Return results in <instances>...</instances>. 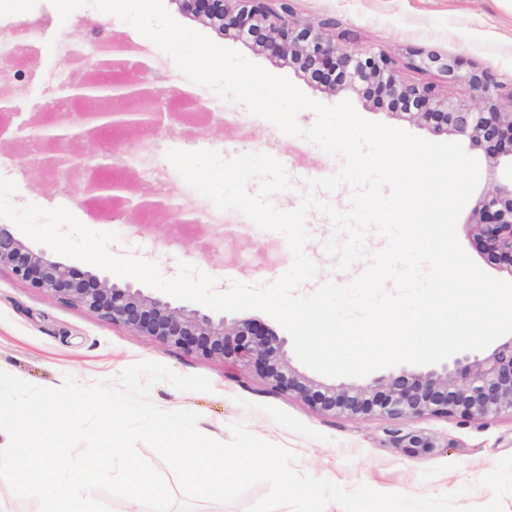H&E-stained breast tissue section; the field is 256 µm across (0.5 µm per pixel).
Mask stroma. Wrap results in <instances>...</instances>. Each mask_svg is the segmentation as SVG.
Returning <instances> with one entry per match:
<instances>
[{"mask_svg": "<svg viewBox=\"0 0 512 512\" xmlns=\"http://www.w3.org/2000/svg\"><path fill=\"white\" fill-rule=\"evenodd\" d=\"M293 7L296 18L304 22L335 19L336 35L343 44L387 54L405 82L430 83L442 94L471 102L473 90L467 82L449 79L435 67L413 66L417 55L433 54L461 61L464 70L489 76L503 91L512 90V6L507 0H293ZM19 29L31 33L30 39L15 43L28 83L22 88L0 83V95L11 107L8 127L0 132V156L13 159L18 167L13 175L16 205L67 208L87 228L119 234V241L108 246L112 255L156 262L168 278L177 275L179 263L190 264L217 278L221 292L236 281L272 283L289 269L292 254L280 233L260 229L240 212L218 210L185 182L167 153L213 149L227 159L250 152L269 154L285 165L294 184L293 190L271 198L283 210L299 205L305 179L337 174L341 159L328 156L303 138L282 133L244 105L222 100L210 88L190 81L171 57L114 15L84 6L64 21L51 0H0V37L13 38ZM93 30L144 52V61L130 60L125 79L132 81L146 73L160 94L188 91L198 112L205 115L194 124L162 121L147 137L127 132L65 146L66 154L87 157L101 153L105 145H114L123 160L118 175L148 193L155 191L157 181L167 184L171 196L164 209L149 215L130 211L119 223L112 222L106 207L84 203L81 171L51 180L28 169L31 144L15 133L18 126L44 121L39 105L55 95L61 81L83 78L81 64L71 61L64 49L86 40ZM199 31L220 46L240 51L270 73L287 77L319 102L334 105L347 99L366 120L399 127L429 141L453 139L452 134H435L387 105L366 102L357 94H329L302 73L276 65L268 54L245 42L213 35L204 25ZM463 148L478 160L481 177L459 217L458 238L482 270L504 280L507 272L487 260L471 224L472 212L490 180L507 179L512 168L503 164L490 169L481 149L468 142ZM188 214L196 219L189 229L196 248L186 252L165 245V238L178 231ZM307 225L312 238L305 251L317 264L318 273L315 280L301 286V293H313L328 281L349 283L369 266V258L364 257L348 270H337V257L324 249L334 234L330 219L313 210ZM141 361L161 363L182 375H201L212 383L209 393L181 392L169 383H158L148 398L160 409L197 413L199 431L222 442L231 438L229 424L242 423L252 434L295 453L296 471L348 490L365 485L381 493L437 495L465 487L469 493L463 504L483 506L491 501L492 493L480 486V479L499 459L512 456L510 416L467 423L425 418L416 427L432 436L435 446L429 453L410 455L388 443L386 421L318 413L296 397L273 391L260 378L226 366L223 360L133 335L82 305L31 288L8 267L0 268V369L33 385L55 388L67 374L84 386L99 380L113 382L126 367Z\"/></svg>", "mask_w": 512, "mask_h": 512, "instance_id": "obj_1", "label": "stroma"}]
</instances>
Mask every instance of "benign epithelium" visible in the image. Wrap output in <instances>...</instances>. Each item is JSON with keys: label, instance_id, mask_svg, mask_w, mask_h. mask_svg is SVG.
<instances>
[{"label": "benign epithelium", "instance_id": "1", "mask_svg": "<svg viewBox=\"0 0 512 512\" xmlns=\"http://www.w3.org/2000/svg\"><path fill=\"white\" fill-rule=\"evenodd\" d=\"M178 11L220 35H232L294 68L334 93L352 91L376 104H401L400 112L428 125L437 134L451 132L484 149L493 163L512 158V110L500 103L499 85L483 75L458 74L460 62L429 57L422 65L437 64L451 79L464 78L476 94L473 104L455 101L429 84L402 81L395 61L379 52L359 51L336 40V22L297 20L290 0H170ZM114 43H85L74 52L85 71L79 82L65 80L59 96L86 105L77 127L64 115L35 128L51 145L77 141L105 131H146L157 127L166 111L151 91H134L147 84L112 75L118 65ZM68 156L49 157L38 164L44 177L70 169ZM91 200L102 205L132 203L133 187L122 180L96 176L86 184ZM472 229L487 259L512 274V181L491 183L475 208ZM51 297L79 303L99 317L133 335L151 336L187 352L221 359L264 380L274 390L294 395L321 413L352 419L378 417L411 425L427 416L456 417L470 422L512 417V339L487 357L465 353L440 369L417 373L406 369L373 378L365 385H326L296 370L286 340L250 318L227 319L189 310L154 297L129 284L119 285L94 274H79L53 261L0 227V267ZM396 448L426 452L432 440L417 429L388 431Z\"/></svg>", "mask_w": 512, "mask_h": 512}]
</instances>
